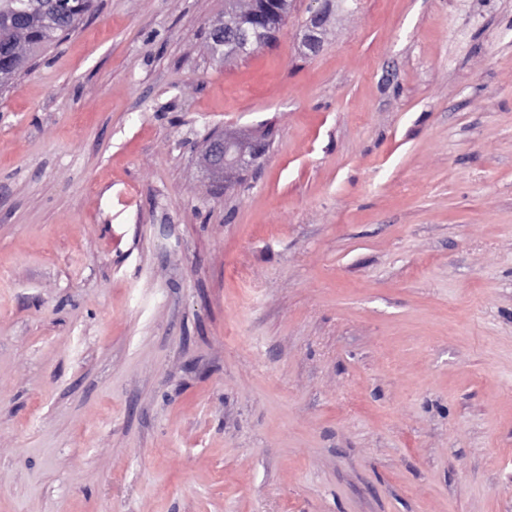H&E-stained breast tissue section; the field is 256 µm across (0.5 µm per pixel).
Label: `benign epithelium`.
<instances>
[{
  "label": "benign epithelium",
  "mask_w": 512,
  "mask_h": 512,
  "mask_svg": "<svg viewBox=\"0 0 512 512\" xmlns=\"http://www.w3.org/2000/svg\"><path fill=\"white\" fill-rule=\"evenodd\" d=\"M334 17L331 0H312L302 26L301 45L314 46L318 35L326 34ZM218 27L222 28L224 40L236 45V56L264 44L268 35L257 21L254 0H228L224 19L211 23V28ZM264 155L261 139L225 132L208 139L200 167L205 178L227 189L238 172L259 163Z\"/></svg>",
  "instance_id": "7a95c632"
}]
</instances>
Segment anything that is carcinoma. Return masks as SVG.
<instances>
[{
	"label": "carcinoma",
	"instance_id": "obj_1",
	"mask_svg": "<svg viewBox=\"0 0 512 512\" xmlns=\"http://www.w3.org/2000/svg\"><path fill=\"white\" fill-rule=\"evenodd\" d=\"M281 2L276 12L256 0L273 40L288 18L290 3ZM93 6L94 0H0V90L14 87L29 62L74 30Z\"/></svg>",
	"mask_w": 512,
	"mask_h": 512
}]
</instances>
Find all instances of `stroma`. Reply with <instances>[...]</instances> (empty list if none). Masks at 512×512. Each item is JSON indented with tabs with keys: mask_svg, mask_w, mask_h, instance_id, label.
<instances>
[{
	"mask_svg": "<svg viewBox=\"0 0 512 512\" xmlns=\"http://www.w3.org/2000/svg\"><path fill=\"white\" fill-rule=\"evenodd\" d=\"M310 5L97 0L0 91V512H512V0ZM281 12H276L266 7L265 0H256L258 10L264 15L267 30L271 33V40L269 43L276 39V34L280 31L281 27L288 18V10L290 8V0H281ZM254 1L252 0H230L228 1L227 14L220 23H211L209 30V49L214 59L221 62L220 59L224 57V43L220 40L214 42V34L212 29L218 27L222 28L224 33V40L228 43L235 44L236 49L233 56H238L249 52L256 45L265 44L268 32L263 25H261L255 16ZM248 19V28H243L242 23ZM212 28V29H211ZM268 43V44H269ZM214 45V46H213ZM212 48V50H211ZM313 5L308 10L302 26L301 45H309L314 48L318 34L325 35L332 20L335 17V11L331 0H312ZM264 155L261 139L225 132L208 139L200 167L205 178L227 189L239 171L259 163Z\"/></svg>",
	"mask_w": 512,
	"mask_h": 512,
	"instance_id": "1",
	"label": "stroma"
}]
</instances>
